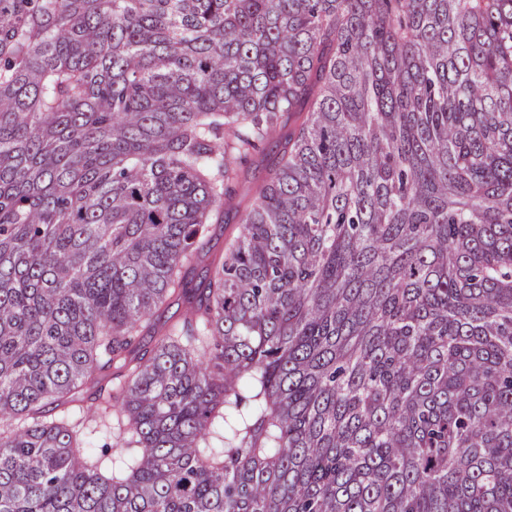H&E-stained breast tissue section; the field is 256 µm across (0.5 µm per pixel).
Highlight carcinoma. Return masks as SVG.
Returning <instances> with one entry per match:
<instances>
[{
  "label": "carcinoma",
  "mask_w": 512,
  "mask_h": 512,
  "mask_svg": "<svg viewBox=\"0 0 512 512\" xmlns=\"http://www.w3.org/2000/svg\"><path fill=\"white\" fill-rule=\"evenodd\" d=\"M0 512H512V0H0ZM275 145V140L271 141L246 164L240 165L241 177L235 187L233 199L230 204L224 203V223L213 224V251L222 249L227 239L238 233L244 213L251 208L256 199L252 187L265 181L269 176L276 152ZM85 440L88 447L98 451V447L106 442H112V437L116 433L113 430L112 415L106 418L90 417L84 424Z\"/></svg>",
  "instance_id": "cac0c4a2"
}]
</instances>
